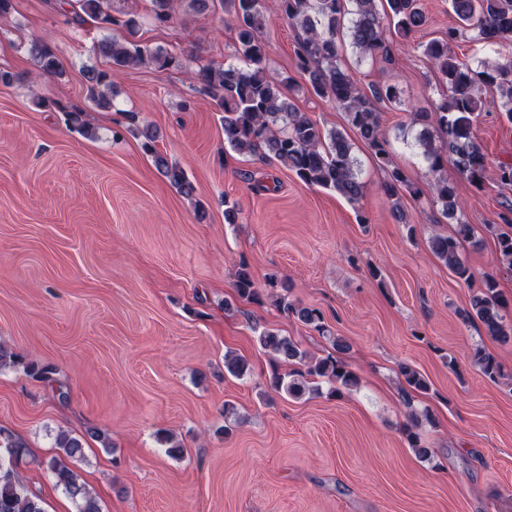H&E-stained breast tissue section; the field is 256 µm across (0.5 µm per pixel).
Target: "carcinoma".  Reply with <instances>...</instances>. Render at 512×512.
I'll list each match as a JSON object with an SVG mask.
<instances>
[{"label": "carcinoma", "mask_w": 512, "mask_h": 512, "mask_svg": "<svg viewBox=\"0 0 512 512\" xmlns=\"http://www.w3.org/2000/svg\"><path fill=\"white\" fill-rule=\"evenodd\" d=\"M122 0H55L54 7L75 28L90 25L98 30L120 27L121 39L105 37L97 43V53L107 67L91 66L83 71L86 99L94 107H113L115 79L125 72L153 65L159 69L183 70L194 90L208 96L223 113L224 143L239 155H259L277 162L296 175L304 184L334 191L352 204L360 203L365 183L354 155V144L346 132L326 131L306 113L299 111L286 90L297 87L289 77L276 79L268 74L267 43L263 39L267 0H149V11L160 26L170 23L185 6L196 14L221 8L229 16L235 32L237 53L244 65H193L190 56H181L160 47L151 48L137 39L140 16L119 6ZM277 12L297 29L294 48L296 70L304 77L306 89L316 97L331 102L346 115L347 123L386 172L382 189L392 200L393 213L403 217L402 199L428 197L441 205L443 214L455 224L448 234H435L429 240L432 253L459 280L468 284L473 279L470 266L463 259V243L474 247L483 244V235L493 236L499 264L512 272V203H501L497 213L499 229L494 224L478 228L462 219L454 186L443 176L445 164L452 163L458 173L476 190L482 191L488 181L489 158L476 138L473 125L487 106L486 94L497 93L500 114L512 123V55L481 63L473 68L461 61L452 45L463 39L485 43L498 49L512 48V0H448V9L457 22L440 39L423 45V54L444 83L446 93L436 103L433 115L414 112L410 123L399 127L405 137L415 126L414 136L427 170L424 186L391 162L390 141L382 122L381 107L405 104L403 90L392 84H372L362 89L354 73L342 58L344 41L355 49L361 60L389 64L393 61L391 32L409 37L427 24L421 0H276ZM26 50L41 76L61 77L65 73L55 51L38 38L26 42ZM67 125L85 138L96 137V130L83 119V110L56 105ZM127 132L140 139L156 171L184 198L196 197V186L184 169L156 147L158 129L140 121L139 113L124 112ZM238 299L258 301L261 298L250 265L242 260L234 273ZM281 313L301 325L328 338L338 352L348 348L340 336L331 335L323 313L301 306L285 294L276 295ZM509 302L498 289L497 280L487 275L482 285L470 296L461 311L466 323H478L486 335L501 342H512V320L508 319ZM259 347L272 357L273 367L267 378L270 389L294 398L318 393L328 385V394L338 396L358 388V376L342 360L327 356L310 359L301 344L291 336L274 329L258 330ZM472 362L481 374L496 383L502 378L500 364L483 346L471 352ZM282 364H300L302 368L282 373ZM23 366L31 376L51 380L54 369L22 365L21 355L0 344V367ZM226 371L242 377L249 370L248 361L240 356H224ZM401 398L408 409L411 425L405 426L407 442L421 459L430 461L433 449L426 446L418 433L411 430L421 421L433 423L429 411H417L414 398L428 393L427 378L410 364L398 368ZM0 512H45L42 499L17 475L16 466L26 454V443L11 431L0 428ZM55 453L43 458L38 466L54 475L59 486L75 503L77 512H100L99 504L73 466L85 459L84 438L60 431L54 439Z\"/></svg>", "instance_id": "carcinoma-1"}]
</instances>
